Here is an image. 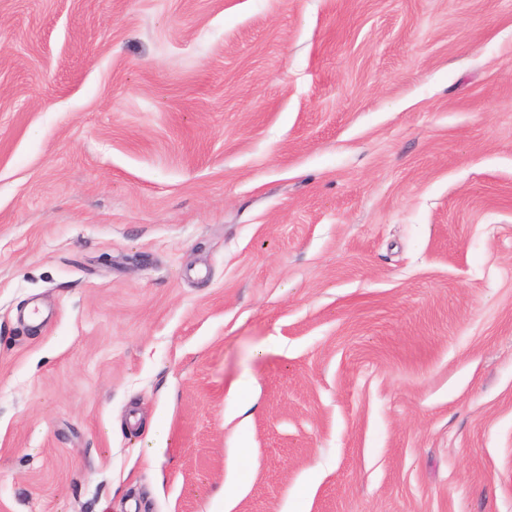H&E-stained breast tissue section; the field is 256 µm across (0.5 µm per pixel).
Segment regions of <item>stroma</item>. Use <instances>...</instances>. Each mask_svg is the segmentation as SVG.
Masks as SVG:
<instances>
[{"label": "stroma", "mask_w": 512, "mask_h": 512, "mask_svg": "<svg viewBox=\"0 0 512 512\" xmlns=\"http://www.w3.org/2000/svg\"><path fill=\"white\" fill-rule=\"evenodd\" d=\"M0 512H512V0H0Z\"/></svg>", "instance_id": "stroma-1"}]
</instances>
